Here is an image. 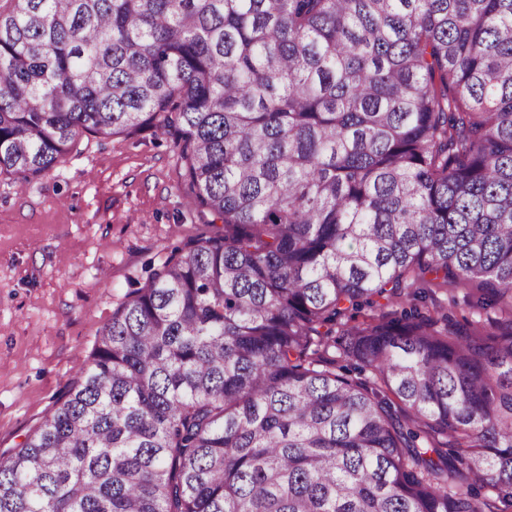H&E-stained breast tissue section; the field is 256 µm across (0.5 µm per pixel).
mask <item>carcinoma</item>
Returning <instances> with one entry per match:
<instances>
[{
  "label": "carcinoma",
  "instance_id": "obj_1",
  "mask_svg": "<svg viewBox=\"0 0 512 512\" xmlns=\"http://www.w3.org/2000/svg\"><path fill=\"white\" fill-rule=\"evenodd\" d=\"M11 2L0 172L153 127L224 232L113 310L0 512H512V0ZM474 278L498 333L378 312Z\"/></svg>",
  "mask_w": 512,
  "mask_h": 512
}]
</instances>
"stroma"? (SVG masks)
Listing matches in <instances>:
<instances>
[{
	"instance_id": "stroma-1",
	"label": "stroma",
	"mask_w": 512,
	"mask_h": 512,
	"mask_svg": "<svg viewBox=\"0 0 512 512\" xmlns=\"http://www.w3.org/2000/svg\"><path fill=\"white\" fill-rule=\"evenodd\" d=\"M173 136H82L31 184L0 174V455L88 361L112 311L177 248L223 232L190 206Z\"/></svg>"
}]
</instances>
